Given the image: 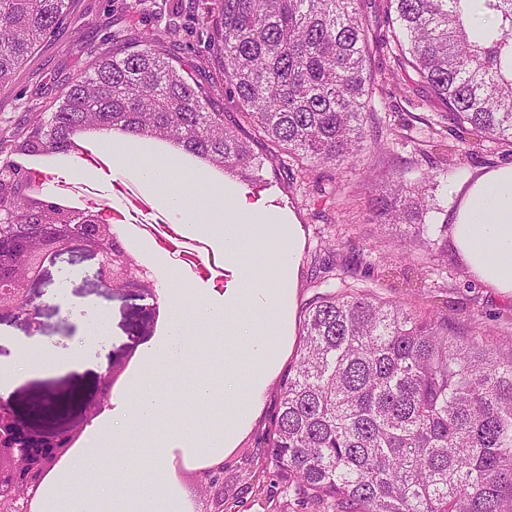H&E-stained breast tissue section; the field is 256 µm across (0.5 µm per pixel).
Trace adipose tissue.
<instances>
[{
    "mask_svg": "<svg viewBox=\"0 0 512 512\" xmlns=\"http://www.w3.org/2000/svg\"><path fill=\"white\" fill-rule=\"evenodd\" d=\"M452 193L448 222L455 252L481 283L512 298V163L469 176ZM55 363L45 343L26 345L17 360L0 366V394L11 382Z\"/></svg>",
    "mask_w": 512,
    "mask_h": 512,
    "instance_id": "1",
    "label": "adipose tissue"
}]
</instances>
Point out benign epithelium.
<instances>
[{
    "mask_svg": "<svg viewBox=\"0 0 512 512\" xmlns=\"http://www.w3.org/2000/svg\"><path fill=\"white\" fill-rule=\"evenodd\" d=\"M0 234V322L23 320L38 330L39 305L27 282L37 278L45 263L64 250L80 245L99 256L96 277L113 288L133 289L156 298L152 272L137 262L119 259L112 249V225L90 214L71 213L56 223L13 224ZM26 272L19 276L15 263ZM107 406L106 397L88 404L81 424L67 432H36L15 413L10 400L0 397V512H32L44 476L73 448L84 427Z\"/></svg>",
    "mask_w": 512,
    "mask_h": 512,
    "instance_id": "benign-epithelium-1",
    "label": "benign epithelium"
}]
</instances>
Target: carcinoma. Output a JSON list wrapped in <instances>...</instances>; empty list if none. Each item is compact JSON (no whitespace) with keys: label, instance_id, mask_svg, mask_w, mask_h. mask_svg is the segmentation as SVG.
Here are the masks:
<instances>
[{"label":"carcinoma","instance_id":"cac0c4a2","mask_svg":"<svg viewBox=\"0 0 512 512\" xmlns=\"http://www.w3.org/2000/svg\"><path fill=\"white\" fill-rule=\"evenodd\" d=\"M470 0H386L388 33L370 40L360 0H211L197 16L222 60L234 127L201 88L157 49L103 44L95 62L40 112L12 150L47 160L78 152L83 131L160 139L171 151L247 186L266 181L283 154L312 167L351 166L380 131L367 129L372 47L393 44L398 67L441 102L436 146L448 126L512 145V0H484L494 29L473 31ZM68 0H0V83L55 32ZM267 146L257 156L237 129ZM0 213L42 224L68 214L59 195L31 184L4 191ZM426 180L399 176L371 186L381 226H406L402 254L444 261L443 225L426 223ZM343 268L315 269L329 288L305 307L295 361L278 385L271 424L256 453L294 504L323 512H512V336L470 330L433 306L356 287ZM335 283H329V280Z\"/></svg>","mask_w":512,"mask_h":512}]
</instances>
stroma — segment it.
<instances>
[{
	"instance_id": "obj_1",
	"label": "stroma",
	"mask_w": 512,
	"mask_h": 512,
	"mask_svg": "<svg viewBox=\"0 0 512 512\" xmlns=\"http://www.w3.org/2000/svg\"><path fill=\"white\" fill-rule=\"evenodd\" d=\"M204 6L205 0H69L61 27L9 81L0 83V161L25 136L36 113L54 110L66 84L90 67L97 47L110 42L121 51L154 33L164 37L163 53L183 65L223 112L225 124H233L239 106L226 94L223 66L211 56L194 24ZM370 67L375 77L371 121L381 128L383 147L372 148L349 169L322 165L303 171L284 156L265 173L268 205L290 212L302 227L295 271L296 302L301 306L317 292L311 277L314 262L327 258L349 268L358 284L372 286L380 296L427 305L426 292L417 286L419 259L402 258L398 228H383L370 218V184H383L400 173L411 182L432 175L428 194L435 210L429 219L439 224L452 206L449 186L477 169L512 161V147L481 142L470 130L452 127L448 142L458 155L447 170H439L438 156L429 152L424 139L442 104L430 103L424 84L400 79L390 49L374 50ZM346 224L351 227L349 241L337 244L336 230ZM97 267V256L76 246L29 284L41 304L36 334L52 345L62 362L55 371L25 378L9 394L15 412L35 431H67L78 425L85 405L101 393L100 376L108 362L127 363L158 336L163 324L153 315L151 299L100 283ZM438 280L446 286L443 297L449 314L473 327L493 329L512 319V299L482 286L459 263L449 262ZM78 345L83 348L81 362L69 365ZM51 392L65 400L49 414L43 402ZM271 413V407H264L224 462L226 512H288L286 498L270 499L268 474L256 471L255 453Z\"/></svg>"
}]
</instances>
